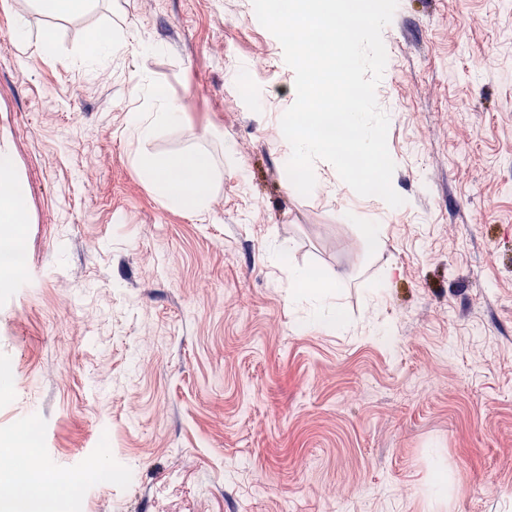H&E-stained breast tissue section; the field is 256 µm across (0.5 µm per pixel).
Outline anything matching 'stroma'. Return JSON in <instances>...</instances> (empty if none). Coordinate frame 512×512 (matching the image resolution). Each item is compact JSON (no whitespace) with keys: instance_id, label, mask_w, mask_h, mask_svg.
Listing matches in <instances>:
<instances>
[{"instance_id":"1","label":"stroma","mask_w":512,"mask_h":512,"mask_svg":"<svg viewBox=\"0 0 512 512\" xmlns=\"http://www.w3.org/2000/svg\"><path fill=\"white\" fill-rule=\"evenodd\" d=\"M14 2L0 151L28 218L0 236L29 263L0 277V447L36 422L37 460L82 474L48 512H512V11L399 0L376 89L393 208L323 160L296 190L295 74L252 0H31L28 49ZM96 30L125 45L90 73ZM142 75L182 105L147 142ZM137 153L208 156V210L169 209ZM293 267L343 329L289 302Z\"/></svg>"}]
</instances>
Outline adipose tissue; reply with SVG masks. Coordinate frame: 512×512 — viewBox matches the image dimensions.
Wrapping results in <instances>:
<instances>
[{"instance_id":"obj_1","label":"adipose tissue","mask_w":512,"mask_h":512,"mask_svg":"<svg viewBox=\"0 0 512 512\" xmlns=\"http://www.w3.org/2000/svg\"><path fill=\"white\" fill-rule=\"evenodd\" d=\"M148 91L154 101V112L144 114L131 112L127 115V123L131 132L138 140L147 141L153 138L160 128L178 125L181 118L179 102L167 91L156 84H149ZM140 178L152 186L165 201L167 207L182 209L192 207L205 211L209 203V178L207 169H200L194 181L185 182L172 179V171L179 169L178 161L149 157L134 156L131 160ZM60 485L58 478L50 476L46 471L31 468L8 475L0 482V497L19 501L26 512H42L40 505L49 500Z\"/></svg>"}]
</instances>
